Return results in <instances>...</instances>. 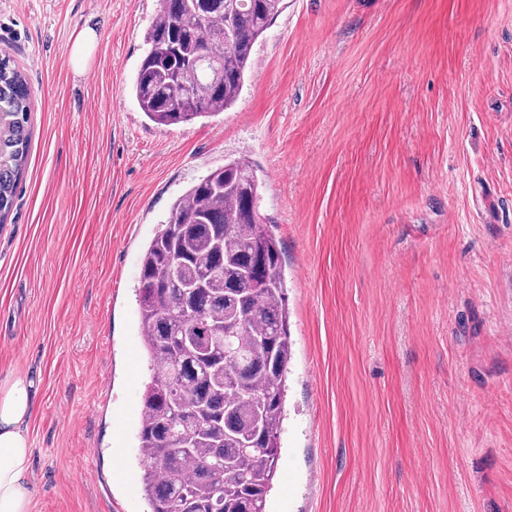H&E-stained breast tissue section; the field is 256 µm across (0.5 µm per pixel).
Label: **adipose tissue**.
<instances>
[{
  "label": "adipose tissue",
  "mask_w": 512,
  "mask_h": 512,
  "mask_svg": "<svg viewBox=\"0 0 512 512\" xmlns=\"http://www.w3.org/2000/svg\"><path fill=\"white\" fill-rule=\"evenodd\" d=\"M35 380L9 374L0 378V512H31L28 423L36 408Z\"/></svg>",
  "instance_id": "adipose-tissue-1"
}]
</instances>
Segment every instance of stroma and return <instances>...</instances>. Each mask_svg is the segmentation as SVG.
<instances>
[{
    "label": "stroma",
    "instance_id": "stroma-1",
    "mask_svg": "<svg viewBox=\"0 0 512 512\" xmlns=\"http://www.w3.org/2000/svg\"><path fill=\"white\" fill-rule=\"evenodd\" d=\"M157 10L0 0L33 90L0 227V377L40 381L32 512H144L141 252L234 158L287 287L267 512H512V0H286L237 102L169 127L130 92Z\"/></svg>",
    "mask_w": 512,
    "mask_h": 512
}]
</instances>
